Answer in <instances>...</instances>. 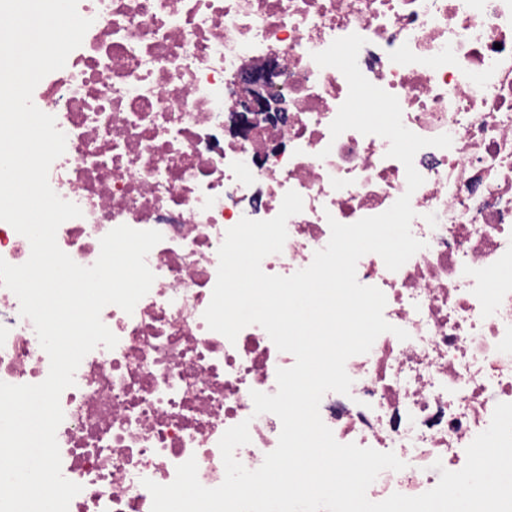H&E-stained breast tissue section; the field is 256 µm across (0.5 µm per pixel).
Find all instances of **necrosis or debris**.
<instances>
[{
  "mask_svg": "<svg viewBox=\"0 0 512 512\" xmlns=\"http://www.w3.org/2000/svg\"><path fill=\"white\" fill-rule=\"evenodd\" d=\"M78 12L92 21L81 46L33 92L66 136L49 183L82 211L57 243L89 267L115 227L163 239L133 312H101L117 345L87 354L61 394L62 474L82 487L69 512H152L143 479L169 484L191 458L199 482L219 486L218 442L243 421L251 441L234 456L244 467L276 448L281 422L254 414L250 393H276L294 356L257 324L228 340L203 313L227 230L275 217L290 190L303 209L282 251L263 259L269 275L307 268L330 220L352 224L410 194L423 249L394 272L374 253L356 266L409 338L387 332L350 357L349 394L326 393L319 412L339 443L404 462L378 475L371 501L420 495L441 470H460L496 404L512 403V0H78ZM353 33L366 40L360 71L397 97L405 127L452 138L417 152L415 192L387 139L330 134L348 83L312 55ZM272 55L287 123L227 135L234 76ZM49 366L0 286V381L37 384Z\"/></svg>",
  "mask_w": 512,
  "mask_h": 512,
  "instance_id": "1",
  "label": "necrosis or debris"
}]
</instances>
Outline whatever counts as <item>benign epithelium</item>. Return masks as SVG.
I'll use <instances>...</instances> for the list:
<instances>
[{"label": "benign epithelium", "instance_id": "obj_1", "mask_svg": "<svg viewBox=\"0 0 512 512\" xmlns=\"http://www.w3.org/2000/svg\"><path fill=\"white\" fill-rule=\"evenodd\" d=\"M280 76V68L272 59L261 69H246L237 76L236 84L243 87L245 93L239 95L236 101V107L241 112L231 116V131L245 130L250 133L275 119L288 122V110L278 96L280 85L275 82Z\"/></svg>", "mask_w": 512, "mask_h": 512}]
</instances>
